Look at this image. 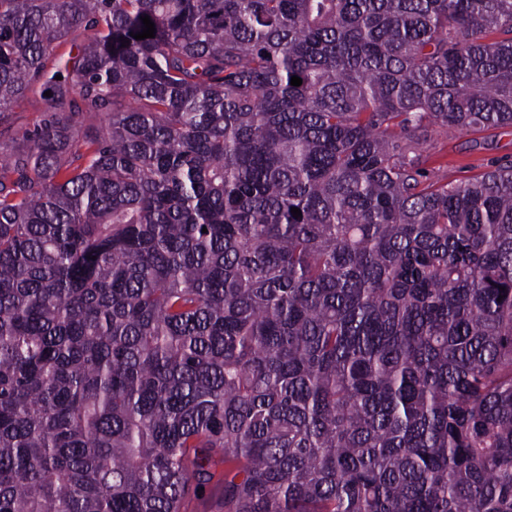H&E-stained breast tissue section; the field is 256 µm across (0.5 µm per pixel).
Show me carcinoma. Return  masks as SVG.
<instances>
[{"label": "carcinoma", "instance_id": "1", "mask_svg": "<svg viewBox=\"0 0 512 512\" xmlns=\"http://www.w3.org/2000/svg\"><path fill=\"white\" fill-rule=\"evenodd\" d=\"M31 95L0 512H182L218 458L220 512H512V166L423 161L512 129V0H0ZM424 155L425 167L448 183L467 182L512 162V130L461 131L450 137L434 134Z\"/></svg>", "mask_w": 512, "mask_h": 512}]
</instances>
